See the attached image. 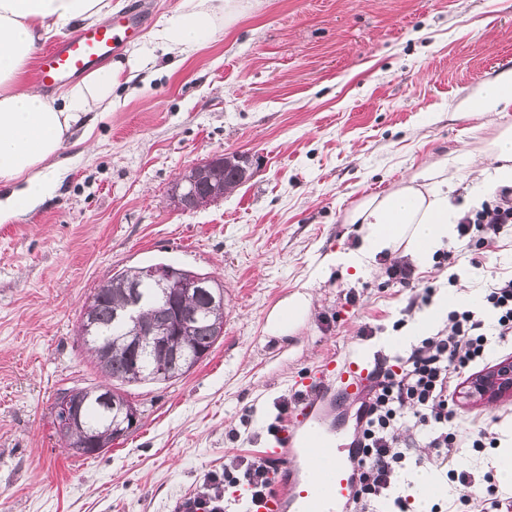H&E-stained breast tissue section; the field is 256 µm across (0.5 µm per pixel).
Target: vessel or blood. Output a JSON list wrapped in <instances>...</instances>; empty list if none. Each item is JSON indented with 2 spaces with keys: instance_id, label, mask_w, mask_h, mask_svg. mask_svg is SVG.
<instances>
[{
  "instance_id": "vessel-or-blood-1",
  "label": "vessel or blood",
  "mask_w": 512,
  "mask_h": 512,
  "mask_svg": "<svg viewBox=\"0 0 512 512\" xmlns=\"http://www.w3.org/2000/svg\"><path fill=\"white\" fill-rule=\"evenodd\" d=\"M143 18L119 15L80 30L42 53L35 67L44 90L80 77L138 38ZM374 358L358 351L330 353L311 371L293 414L277 429L268 455L275 462L270 495L252 512H350L357 482V440L337 448L329 433L333 413L367 402L374 385ZM329 459L328 468L317 465Z\"/></svg>"
}]
</instances>
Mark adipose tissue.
I'll list each match as a JSON object with an SVG mask.
<instances>
[{"label": "adipose tissue", "mask_w": 512, "mask_h": 512, "mask_svg": "<svg viewBox=\"0 0 512 512\" xmlns=\"http://www.w3.org/2000/svg\"><path fill=\"white\" fill-rule=\"evenodd\" d=\"M239 3L181 0L149 32L147 43L168 55L189 56L237 20ZM111 11L112 0H0V183L12 188L0 210H23L44 200L61 179L55 158L74 127L89 113L111 111L114 91L140 71L136 50L126 60L92 70L54 100L26 85L28 66L49 34L99 21ZM479 158L490 167L466 205H455L448 196L458 172L445 157L385 193L359 199L344 221L357 225L360 244L336 252L333 264L359 274L375 268L381 256L429 264L467 211L482 209L496 189L512 186V126H499Z\"/></svg>", "instance_id": "adipose-tissue-1"}]
</instances>
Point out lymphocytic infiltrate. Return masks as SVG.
Instances as JSON below:
<instances>
[{
	"mask_svg": "<svg viewBox=\"0 0 512 512\" xmlns=\"http://www.w3.org/2000/svg\"><path fill=\"white\" fill-rule=\"evenodd\" d=\"M511 227V188L502 189L492 205L466 214L458 233L472 253L471 264H478V252ZM483 301V312L465 307L449 311L447 326L395 355L392 363L380 364L359 429L352 512H370L381 503L389 512H412L409 497L396 494L395 488L405 466L424 465L425 448L456 483L460 501H467L473 475L458 469L457 454L463 448L496 447L498 434L487 425L473 436L458 431L454 397L461 373L484 359L492 341L512 337V275L492 279ZM224 481L245 483L255 500L270 492L267 462L259 457L232 456Z\"/></svg>",
	"mask_w": 512,
	"mask_h": 512,
	"instance_id": "lymphocytic-infiltrate-1",
	"label": "lymphocytic infiltrate"
}]
</instances>
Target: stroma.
<instances>
[{
	"label": "stroma",
	"instance_id": "stroma-1",
	"mask_svg": "<svg viewBox=\"0 0 512 512\" xmlns=\"http://www.w3.org/2000/svg\"><path fill=\"white\" fill-rule=\"evenodd\" d=\"M145 70L113 111L89 114L87 142L65 144L55 194L0 215V512H179L223 478L225 455L263 456L327 353L393 354L383 339L409 299L479 297L512 274L507 233L477 268L449 239L457 261L417 267L409 287L389 281L385 258L319 275L357 242L352 205L425 161L453 158L448 194L469 195L473 156L512 124V107L471 105L512 74V0H260L176 69ZM217 152L249 153L252 177L207 208L174 209L179 173ZM158 262L223 283L224 334L186 375L126 387L138 429L76 455L53 405L103 380L76 334L83 303L113 274ZM302 288L308 317L269 335L272 310ZM455 410L512 435V398Z\"/></svg>",
	"mask_w": 512,
	"mask_h": 512
}]
</instances>
